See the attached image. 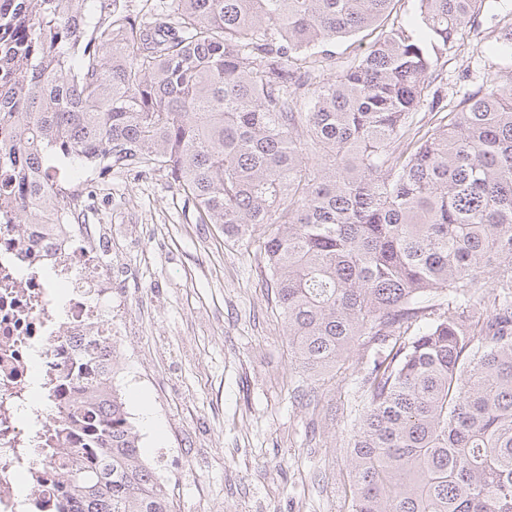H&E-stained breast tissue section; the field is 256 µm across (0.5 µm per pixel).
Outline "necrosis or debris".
Masks as SVG:
<instances>
[{
  "mask_svg": "<svg viewBox=\"0 0 512 512\" xmlns=\"http://www.w3.org/2000/svg\"><path fill=\"white\" fill-rule=\"evenodd\" d=\"M112 277L95 228L17 227L0 206V512H50L71 445L53 435L63 378L91 327L112 330Z\"/></svg>",
  "mask_w": 512,
  "mask_h": 512,
  "instance_id": "4bbe7bcc",
  "label": "necrosis or debris"
}]
</instances>
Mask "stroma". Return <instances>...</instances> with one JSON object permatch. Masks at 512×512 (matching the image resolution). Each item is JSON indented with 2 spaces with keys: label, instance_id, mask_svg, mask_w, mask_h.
Instances as JSON below:
<instances>
[{
  "label": "stroma",
  "instance_id": "obj_1",
  "mask_svg": "<svg viewBox=\"0 0 512 512\" xmlns=\"http://www.w3.org/2000/svg\"><path fill=\"white\" fill-rule=\"evenodd\" d=\"M483 12L438 57L448 106L495 71L500 20ZM83 223L126 316L113 385L133 424L145 398L162 426L141 451L174 512H351L348 446L364 405L366 354L305 372L288 345L258 240L198 224L164 172L116 171L91 186Z\"/></svg>",
  "mask_w": 512,
  "mask_h": 512
}]
</instances>
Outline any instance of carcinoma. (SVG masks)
I'll return each mask as SVG.
<instances>
[{"mask_svg":"<svg viewBox=\"0 0 512 512\" xmlns=\"http://www.w3.org/2000/svg\"><path fill=\"white\" fill-rule=\"evenodd\" d=\"M0 163L17 224L67 217L70 165L159 170L197 224L263 240L295 362L373 353L352 512H512V70L445 112L437 53L484 0H415L333 78L321 59L397 0H6ZM86 338L59 428L77 512H172ZM393 21L395 26H403L408 32H423V25L415 10V2L413 0H401L397 5L396 11L387 20L384 29L389 28Z\"/></svg>","mask_w":512,"mask_h":512,"instance_id":"carcinoma-1","label":"carcinoma"}]
</instances>
